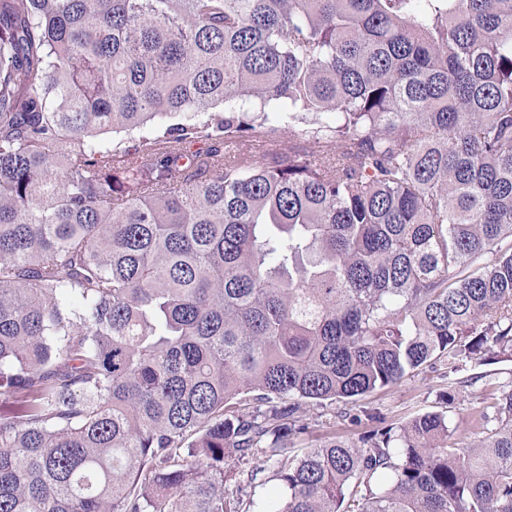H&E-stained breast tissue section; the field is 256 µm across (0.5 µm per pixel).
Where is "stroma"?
Returning <instances> with one entry per match:
<instances>
[{
	"label": "stroma",
	"mask_w": 512,
	"mask_h": 512,
	"mask_svg": "<svg viewBox=\"0 0 512 512\" xmlns=\"http://www.w3.org/2000/svg\"><path fill=\"white\" fill-rule=\"evenodd\" d=\"M466 381L464 391L456 393L452 402L442 399L450 384ZM512 383V357L482 365L468 363L463 371L449 374L443 363L424 365L410 371L400 385L375 390L350 402L337 400L323 406L302 400L298 414L308 425V431L297 441L304 448L325 436L338 435L359 441L364 433L382 425H398L412 416L434 411H447L450 422H458L477 410L481 394L491 384ZM362 414L361 423H351L350 417Z\"/></svg>",
	"instance_id": "1"
}]
</instances>
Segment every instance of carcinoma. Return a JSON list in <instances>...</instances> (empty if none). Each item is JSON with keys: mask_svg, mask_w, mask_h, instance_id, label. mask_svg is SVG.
I'll list each match as a JSON object with an SVG mask.
<instances>
[{"mask_svg": "<svg viewBox=\"0 0 512 512\" xmlns=\"http://www.w3.org/2000/svg\"><path fill=\"white\" fill-rule=\"evenodd\" d=\"M507 351L512 0H0V512H512V389L292 453ZM474 376L483 377L461 389L462 392L455 393L450 404L442 400L441 394L448 392L451 382ZM491 384H512V357L488 365L469 362L463 371L451 374L449 378L445 364L436 362L423 365L411 370L400 385L377 389L355 402L340 399L318 406L305 400H291L299 406L297 415L309 426L307 433L296 441L294 450L301 453L305 446L315 443V440L334 434L349 438L360 446L364 433L387 425H399L412 416L426 412L448 410V419L454 424L483 405L481 394ZM361 411L378 414L381 420H370ZM353 414L361 416L360 424L350 422L349 416ZM265 471L258 473L257 479L248 487L243 486L245 488L242 492L244 499H254L255 503L264 502V500H268L275 495H277L279 481H277L274 477H272V467L269 465H265Z\"/></svg>", "mask_w": 512, "mask_h": 512, "instance_id": "obj_1", "label": "carcinoma"}]
</instances>
